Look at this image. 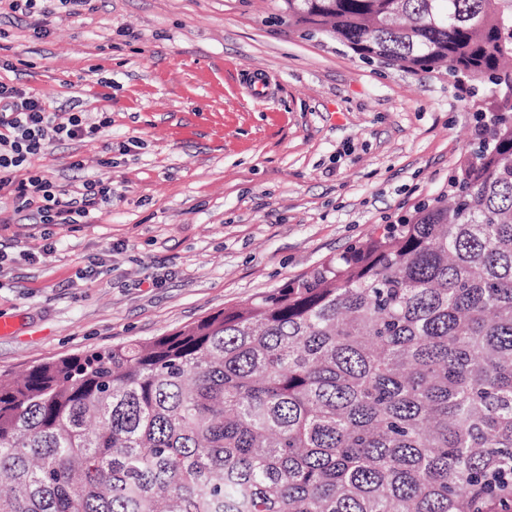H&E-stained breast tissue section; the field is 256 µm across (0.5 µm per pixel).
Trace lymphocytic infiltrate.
Masks as SVG:
<instances>
[{"label": "lymphocytic infiltrate", "instance_id": "obj_1", "mask_svg": "<svg viewBox=\"0 0 512 512\" xmlns=\"http://www.w3.org/2000/svg\"><path fill=\"white\" fill-rule=\"evenodd\" d=\"M109 113L73 112L60 118L34 90L0 81V201L30 212L38 224H90L111 203V182L89 178L63 190L31 165L33 158L64 142L95 139L111 126Z\"/></svg>", "mask_w": 512, "mask_h": 512}]
</instances>
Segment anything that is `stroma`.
<instances>
[{
	"instance_id": "35a3bbf8",
	"label": "stroma",
	"mask_w": 512,
	"mask_h": 512,
	"mask_svg": "<svg viewBox=\"0 0 512 512\" xmlns=\"http://www.w3.org/2000/svg\"><path fill=\"white\" fill-rule=\"evenodd\" d=\"M0 79L112 115L32 161L67 190L111 180L95 223L0 226L10 375L173 332L396 223L447 191L482 106L305 34L281 0H87L43 34L1 17Z\"/></svg>"
}]
</instances>
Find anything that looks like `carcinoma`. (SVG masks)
Returning <instances> with one entry per match:
<instances>
[{"label":"carcinoma","mask_w":512,"mask_h":512,"mask_svg":"<svg viewBox=\"0 0 512 512\" xmlns=\"http://www.w3.org/2000/svg\"><path fill=\"white\" fill-rule=\"evenodd\" d=\"M494 89L451 190L162 336L0 375V512H512V0H284Z\"/></svg>","instance_id":"cac0c4a2"}]
</instances>
